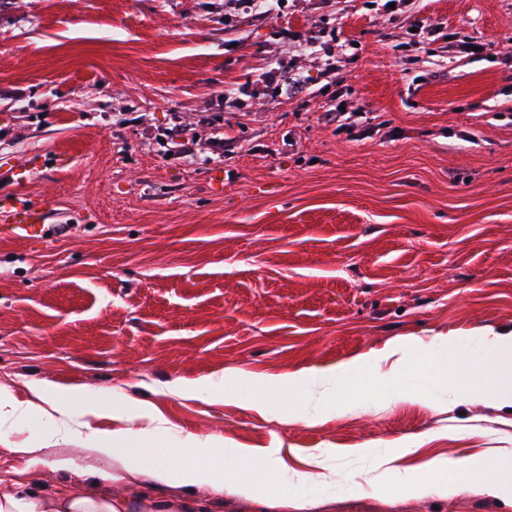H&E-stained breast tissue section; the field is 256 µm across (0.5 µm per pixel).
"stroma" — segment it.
<instances>
[{"label": "stroma", "instance_id": "35a3bbf8", "mask_svg": "<svg viewBox=\"0 0 512 512\" xmlns=\"http://www.w3.org/2000/svg\"><path fill=\"white\" fill-rule=\"evenodd\" d=\"M267 11L0 0V201H50L47 236L0 238V389L112 391L172 433L276 449L328 478L304 512H512L462 473L456 495L414 497L378 466L403 440L397 464L419 475L512 449V412L440 392L312 424L188 391L512 330V0ZM272 67L298 87L267 81ZM182 126L190 157L173 149ZM68 454L92 477L120 468L33 422L0 443V490L63 487Z\"/></svg>", "mask_w": 512, "mask_h": 512}]
</instances>
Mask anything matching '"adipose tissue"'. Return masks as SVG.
Here are the masks:
<instances>
[{"label":"adipose tissue","mask_w":512,"mask_h":512,"mask_svg":"<svg viewBox=\"0 0 512 512\" xmlns=\"http://www.w3.org/2000/svg\"><path fill=\"white\" fill-rule=\"evenodd\" d=\"M46 404L35 407L17 401L11 394L0 392V438L10 434L21 423L38 422L40 429L62 438H78L87 447L119 460L121 469L110 475H98L97 490H88L78 480L65 491L47 489L31 493L22 489L0 492V512H211L217 500L232 493L262 506L274 508L283 504L301 508L300 498H287L288 489H299L313 482V474L297 472L286 475L277 467L272 448H227L221 441L199 446L197 439L187 437L172 441L166 428L150 409H130V422L149 419L146 429L130 427L112 430H81L78 416L97 414L114 408L112 397L80 392L47 391ZM512 452L457 466L455 461L435 462L423 477L385 468L391 485L410 489L417 495L454 496L459 487L449 482L448 473L463 469L469 483L487 488L494 495L512 500V469L504 462ZM128 475H141L151 482L183 488L180 496L159 497L144 491L134 497L116 496L111 485Z\"/></svg>","instance_id":"1"}]
</instances>
